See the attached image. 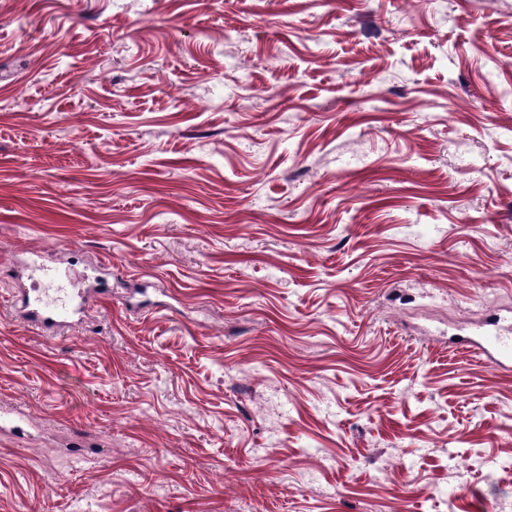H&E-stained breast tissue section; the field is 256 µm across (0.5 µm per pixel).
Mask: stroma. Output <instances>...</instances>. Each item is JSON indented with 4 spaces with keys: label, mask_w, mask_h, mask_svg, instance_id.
Masks as SVG:
<instances>
[{
    "label": "stroma",
    "mask_w": 512,
    "mask_h": 512,
    "mask_svg": "<svg viewBox=\"0 0 512 512\" xmlns=\"http://www.w3.org/2000/svg\"><path fill=\"white\" fill-rule=\"evenodd\" d=\"M496 316L512 0H0V512H507ZM15 303L20 304L24 311L25 321L36 327L61 328L66 325L64 313L51 309L39 296L31 295L26 289L21 288L14 296ZM476 350L497 368H510L512 364V336H509L508 329L489 333L484 344L481 343Z\"/></svg>",
    "instance_id": "stroma-1"
}]
</instances>
